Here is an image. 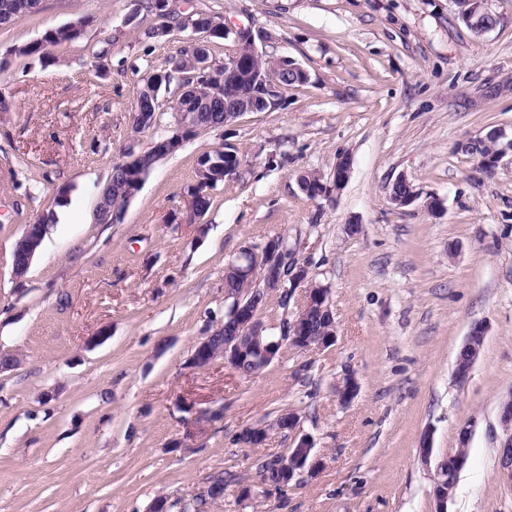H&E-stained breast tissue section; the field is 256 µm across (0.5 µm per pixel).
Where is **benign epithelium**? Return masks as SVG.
Segmentation results:
<instances>
[{
	"label": "benign epithelium",
	"mask_w": 512,
	"mask_h": 512,
	"mask_svg": "<svg viewBox=\"0 0 512 512\" xmlns=\"http://www.w3.org/2000/svg\"><path fill=\"white\" fill-rule=\"evenodd\" d=\"M236 36L235 51L224 60V74L210 62L201 60L196 63L199 74L205 78L220 81L224 85V124L235 122L249 112H261L263 108L256 102L254 85L256 77L251 72V60L263 54L257 41L263 36L254 34L249 27H238L234 30L224 28V36L229 33ZM171 111L175 112L178 122L177 135L196 133L201 130V111L187 102L184 96L173 98L168 102ZM483 138L473 139L465 144V150L483 164L495 166L499 155L487 156L483 153ZM350 160L343 156L336 161L333 170L332 187H323L312 192V198L325 197L333 191H341L348 181ZM109 182L101 193L97 204L98 220L103 224L112 223L114 207L108 204L110 196ZM252 253H263L267 256L264 272L249 287L241 289L234 295L224 294V363L232 369H238V362L249 356L254 369L251 375H257L268 367L277 357L280 347H295L300 352L324 350L336 339V329H331L325 336H314L311 331L313 316L331 312L329 290L314 285L307 265L290 258L288 251L275 247V240L269 239L262 244H249L242 247L238 259L242 260ZM302 289V299L292 319L283 325L281 336L266 343L261 338L268 330V325L260 317L261 307L257 303L262 292L280 293L291 298L296 289ZM485 328L481 324L471 327L463 346L465 357L458 359L455 367V379L465 380L479 357L483 348ZM216 360L213 352L211 336L200 338L192 356V364L197 368H205ZM358 390L356 378L348 374L336 385V400L347 405ZM499 425L503 431V439L499 445L500 468L512 482V404L503 405L499 409ZM280 423L292 437V451L289 456L278 455L277 468L282 470L288 480L304 474L313 476L322 466V460L310 443L307 434L301 429L300 418L294 411H288L281 417ZM468 457L464 454L453 456L452 470L448 478H443L440 471L434 477V512H448V503L455 493V473L461 472L467 464Z\"/></svg>",
	"instance_id": "1"
}]
</instances>
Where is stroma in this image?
<instances>
[{"mask_svg": "<svg viewBox=\"0 0 512 512\" xmlns=\"http://www.w3.org/2000/svg\"><path fill=\"white\" fill-rule=\"evenodd\" d=\"M489 7L501 23L478 36L451 0H186L262 32L260 49L309 80L159 160L116 224L96 214L113 166L174 125L166 108L134 127L140 81L195 33L151 36L134 0H41L0 27V348L21 356L0 373V512H149L224 471L234 478L207 512H252L243 487L290 439L234 437L289 409L324 467L262 512H433L434 463L462 444L449 512H512L498 465V409L512 397V159L485 172L460 149L494 128L512 138V0ZM74 24L79 36L48 59L17 54ZM227 144L239 172L189 223L198 160ZM343 155L344 189L309 199L298 174L332 184ZM402 175L421 198L400 208L390 188ZM44 215L41 249L14 277V244ZM282 235L329 289L335 343L281 349L254 377L220 359L194 368L197 340L223 323L225 266ZM477 322L483 349L460 382ZM348 372L359 391L342 406L334 388Z\"/></svg>", "mask_w": 512, "mask_h": 512, "instance_id": "1", "label": "stroma"}]
</instances>
